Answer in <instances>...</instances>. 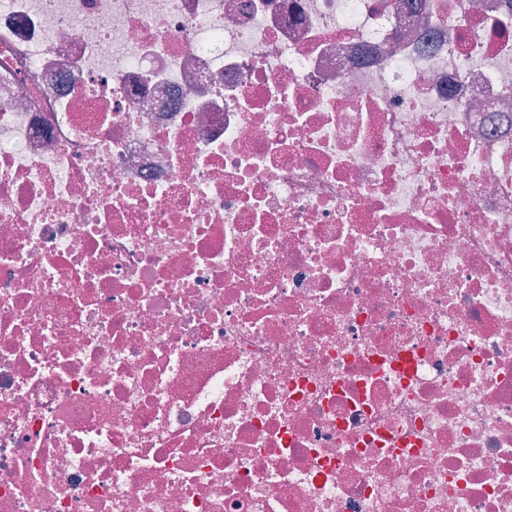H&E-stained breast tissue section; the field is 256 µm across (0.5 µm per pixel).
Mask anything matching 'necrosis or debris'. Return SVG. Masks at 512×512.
Wrapping results in <instances>:
<instances>
[{"label": "necrosis or debris", "mask_w": 512, "mask_h": 512, "mask_svg": "<svg viewBox=\"0 0 512 512\" xmlns=\"http://www.w3.org/2000/svg\"><path fill=\"white\" fill-rule=\"evenodd\" d=\"M0 512H512V0H0Z\"/></svg>", "instance_id": "4bbe7bcc"}]
</instances>
